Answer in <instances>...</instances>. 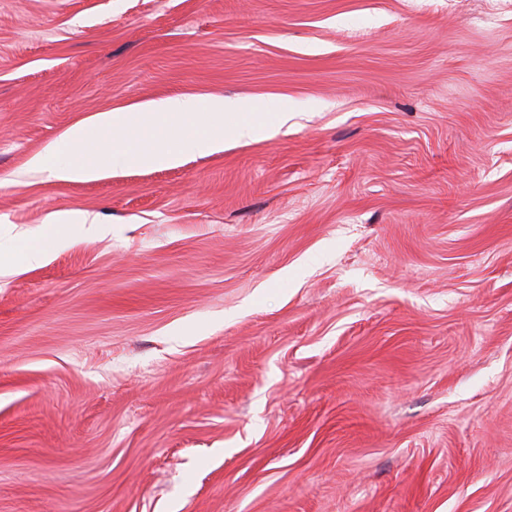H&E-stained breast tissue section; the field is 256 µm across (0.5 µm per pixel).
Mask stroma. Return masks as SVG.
I'll list each match as a JSON object with an SVG mask.
<instances>
[{"instance_id":"35a3bbf8","label":"stroma","mask_w":512,"mask_h":512,"mask_svg":"<svg viewBox=\"0 0 512 512\" xmlns=\"http://www.w3.org/2000/svg\"><path fill=\"white\" fill-rule=\"evenodd\" d=\"M295 126L54 179L96 113ZM0 512H512V0H0ZM50 221L55 226L58 236L54 242H64L68 240L69 233L73 230L80 233L95 236H106L110 228L106 224H100L96 217L81 214L79 216L71 215L69 212L53 213L50 215ZM48 254L47 245L20 247L17 239L2 238L0 233V276L2 271L11 274L38 266L46 260Z\"/></svg>"}]
</instances>
